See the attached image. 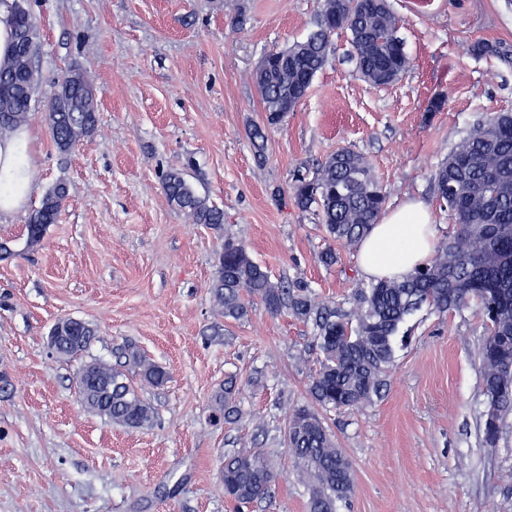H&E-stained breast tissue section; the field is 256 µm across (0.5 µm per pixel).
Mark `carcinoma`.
<instances>
[{
    "mask_svg": "<svg viewBox=\"0 0 512 512\" xmlns=\"http://www.w3.org/2000/svg\"><path fill=\"white\" fill-rule=\"evenodd\" d=\"M10 8L14 32L10 55L0 62V135L28 122L39 80V31L24 0H12ZM340 30L349 34L350 60L366 82L386 86L409 70L411 59L398 36V18L388 0H348L340 13L325 2L316 29L306 39L264 55L268 67L255 74V81L265 128L280 125L288 115L289 92L310 88ZM473 52L512 62V49L501 42L481 40L473 45ZM46 121L61 153L95 132L94 87L81 70L71 69L58 84ZM161 185L168 200L195 223L222 229L224 210L199 196L182 170L165 172ZM431 185L441 206L454 218L456 234L435 246L427 262L402 280L355 284L348 310L334 302L317 301L301 281H272L268 270L233 237L224 238L218 254L209 292L224 316L240 319L250 302L258 300L272 314L285 310L312 324L321 359L309 384L311 403L286 414L283 432L297 477L312 491L309 512H337V503L349 500L353 492L351 463L336 446L317 408L352 411L382 398L396 349L407 344L400 328L424 305L439 313L472 307L482 318L483 447L495 453L508 433L512 415V114L477 121L432 172ZM289 193L299 209L316 208L329 237L345 246L360 243L386 202V192L368 161L348 148L330 155L310 177L293 175ZM67 198L68 186L62 179L47 190L29 217L28 246L42 241ZM76 335L85 340L73 348L61 342L64 356L87 350L95 332L84 324ZM90 365L96 384H79L77 392L94 412L126 428L152 425L155 412L140 398L124 367L137 368L141 380L159 386L167 379L162 366L145 361L132 346L118 350L114 366L100 361ZM239 393L235 378L224 380L214 396L216 419L237 421ZM275 478L271 459L260 447L224 453V496L240 509L270 498Z\"/></svg>",
    "mask_w": 512,
    "mask_h": 512,
    "instance_id": "obj_1",
    "label": "carcinoma"
}]
</instances>
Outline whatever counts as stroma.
Wrapping results in <instances>:
<instances>
[{"label": "stroma", "mask_w": 512, "mask_h": 512, "mask_svg": "<svg viewBox=\"0 0 512 512\" xmlns=\"http://www.w3.org/2000/svg\"><path fill=\"white\" fill-rule=\"evenodd\" d=\"M323 0H25L40 33L41 84L27 123L32 191L0 217V512H232L225 450L259 439L276 464L271 500L251 512H308L309 489L281 443L286 412L308 400L318 366L312 325L253 303L222 317L209 284L222 234L234 235L273 279L307 284L320 301L348 306L363 281L359 250L334 244L314 211L287 194L294 172L341 148L365 157L386 209L417 198L439 240L456 232L429 174L473 124L512 113V66L473 44L512 46L506 0H390L412 59L399 81L375 87L348 59L345 32L306 98L267 130L264 154L249 132L263 122L253 73L265 53L305 39ZM80 66L97 103L96 133L60 154L45 121L62 74ZM446 97L434 109L438 97ZM184 167L196 192L224 211L223 231L171 204L160 176ZM69 196L41 244L26 225L45 192ZM334 248L336 264L321 261ZM62 317L96 331L90 348L60 358L47 346ZM384 397L323 417L352 463L354 494L339 512H512V433L496 454L480 441L484 410L478 347L485 329L470 309H421L404 324ZM136 345L167 373L140 389L154 407L147 429L88 412L75 391L82 362H113ZM245 386L241 419H212L226 376Z\"/></svg>", "instance_id": "obj_1"}]
</instances>
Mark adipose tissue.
Instances as JSON below:
<instances>
[{"label":"adipose tissue","mask_w":512,"mask_h":512,"mask_svg":"<svg viewBox=\"0 0 512 512\" xmlns=\"http://www.w3.org/2000/svg\"><path fill=\"white\" fill-rule=\"evenodd\" d=\"M29 135L0 136V213L19 209L31 192ZM438 229L422 202L385 212L360 244L359 266L369 278H403L429 257Z\"/></svg>","instance_id":"ef3b65f1"}]
</instances>
